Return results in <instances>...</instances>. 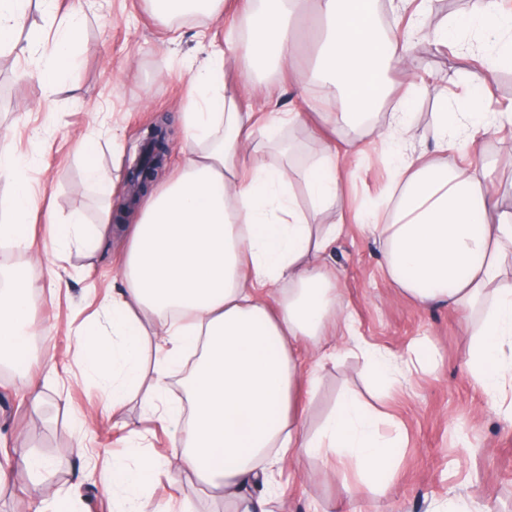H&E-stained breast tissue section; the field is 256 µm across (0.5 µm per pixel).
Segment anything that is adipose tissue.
I'll list each match as a JSON object with an SVG mask.
<instances>
[{
  "mask_svg": "<svg viewBox=\"0 0 512 512\" xmlns=\"http://www.w3.org/2000/svg\"><path fill=\"white\" fill-rule=\"evenodd\" d=\"M300 0H241L246 38L224 45L199 32L209 47L189 83L196 93L183 113L186 148L180 172L167 186L148 192L134 224H112L113 176L87 164L100 192L97 223L80 213L52 225L49 240L59 250H94L112 234L122 235L124 288L113 294L112 339L85 330L80 344L87 365L112 382L109 401L120 412L132 393L159 419H176L177 406L163 402L165 379L183 354L199 351L189 379L191 417L177 438L181 470L232 499L261 487L273 491L286 462L334 454L357 480L344 482L348 502L387 492L405 445L404 433L385 436L379 415L343 396L314 435L297 417L301 384H316L307 367L306 344L328 334L343 313V301L323 256L343 230L322 224L339 198L336 150L326 147L309 167L255 165L256 139L275 145L288 124H305L303 112L277 108L258 116L224 81L228 55L245 69L256 62L287 61L295 51L293 21ZM377 0H316L319 27L313 68L298 71L295 85L308 97L312 85L331 83L338 102L321 104L325 128L338 134L363 125L385 97V76L406 68L407 43L380 34ZM42 25L28 26L31 9ZM83 15L58 16L55 0H0V49L24 59L21 78H33L49 94H72L62 68L81 40ZM477 33L492 39L496 52L471 80H493L512 62V16L497 0H484L473 19ZM512 124L511 113L485 111L467 99L441 109L434 119L437 148L454 147L463 164L406 157L411 115L391 113L382 136L390 144L392 192L385 212L366 210L363 223L384 243L385 273L418 305L442 304L468 313L482 308L472 334L467 367L489 397L512 382V211L502 209L495 166L475 145ZM25 162L0 146V177L14 183L0 196V241L30 243L36 208ZM302 180L310 200L302 207L293 190ZM281 291H273L276 283ZM30 312L24 282L0 290V362L21 371L27 362ZM155 348L154 379L145 384L142 348Z\"/></svg>",
  "mask_w": 512,
  "mask_h": 512,
  "instance_id": "1",
  "label": "adipose tissue"
}]
</instances>
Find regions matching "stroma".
<instances>
[{
    "mask_svg": "<svg viewBox=\"0 0 512 512\" xmlns=\"http://www.w3.org/2000/svg\"><path fill=\"white\" fill-rule=\"evenodd\" d=\"M480 0H457L456 8L439 12L428 0L424 24L412 18L413 0L383 7V30L402 36L408 45L405 73L387 77L389 95L370 126L357 129L362 152L341 159L342 189L335 212L323 223L343 220L344 232L325 256L343 299L347 336L325 346L320 379L311 393L301 394L300 426L314 434L334 410L342 393L357 395L388 411L392 422L382 433L402 427L406 446L395 471L392 492L362 502V512H512V418L492 403L466 369L471 341L470 321L444 306L422 307L404 297L383 273V244L357 215L369 203L386 201L391 186L388 154L378 132L397 101L411 113L413 135L406 156L435 154L433 114L444 102L475 93L497 112L512 113V83L495 78L471 89L469 64L485 61L487 53L464 32L447 47L436 36L452 19L466 18ZM84 9L83 52L70 75L76 96H51L33 79L19 76L21 61L0 56V135L15 155L30 159L26 178L38 197L36 236L32 248L0 244V270L27 273L31 304L30 376L43 395L31 406L17 386L16 371L0 372V458L30 450L52 462L48 482L24 471H8L0 482V512H39L48 489L67 495L74 512H119L126 491L113 488V459L136 461L161 452L171 454L174 427L157 420L140 401L127 403L121 414L108 405L104 379L89 371L78 344L81 331L95 327L112 333L104 307L120 287L116 249L87 255L73 248L58 255L46 249L51 225L72 212L95 220L96 189L84 180L86 159L112 166V143L120 141L124 157L135 156L146 128L167 116L172 151L158 176L170 180L182 158L183 131L176 120L189 95L188 78L203 58L195 34L205 30L217 41H243L244 29L207 15L177 16L162 23L151 0H58L59 14ZM311 53L301 42L297 55L275 67L259 65L244 71L228 69L227 81L245 100L260 105L268 87L285 93L280 111L300 109L292 81ZM512 127L478 145L496 158L502 183V204L512 209ZM365 345L407 363L403 377L386 396L370 385L364 360L353 351ZM279 512H345L342 481L319 474L314 460L287 465L278 477ZM134 496L173 512H236L237 502L223 491L200 484L168 464Z\"/></svg>",
    "mask_w": 512,
    "mask_h": 512,
    "instance_id": "35a3bbf8",
    "label": "stroma"
}]
</instances>
